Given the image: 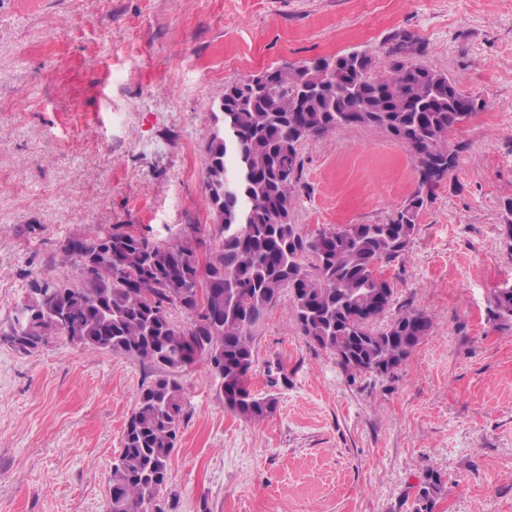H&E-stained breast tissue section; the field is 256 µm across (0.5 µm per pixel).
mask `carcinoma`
<instances>
[{"mask_svg": "<svg viewBox=\"0 0 512 512\" xmlns=\"http://www.w3.org/2000/svg\"><path fill=\"white\" fill-rule=\"evenodd\" d=\"M414 39L396 36L385 48L389 70L371 73L372 56L350 50L337 68L311 76L295 66L266 71L271 90L250 81L217 89L209 112L205 197L220 243L202 276L193 268L199 242L183 234L158 241L114 228L63 245L75 279L35 277L0 325L9 348L32 355L49 344L56 316L80 333L90 354L116 353L151 370L141 385L112 464L107 512H163L159 504L170 457L185 424L183 373L205 362L217 369L224 407L259 421L272 397L248 387L259 325L288 290L301 335L329 352L350 374L391 373L431 334L432 319L401 307L387 328L370 323L393 307L389 264L409 248L425 200L457 165L448 132L465 123L471 96L458 81L414 60ZM373 126L406 144L420 174L419 189L396 218L383 224L320 227L292 223L299 147L311 137ZM189 322L180 325L171 310ZM490 319L512 326V292H496ZM439 484L419 485L414 512H431Z\"/></svg>", "mask_w": 512, "mask_h": 512, "instance_id": "1", "label": "carcinoma"}]
</instances>
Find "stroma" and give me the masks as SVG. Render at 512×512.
I'll return each instance as SVG.
<instances>
[{
    "label": "stroma",
    "instance_id": "obj_1",
    "mask_svg": "<svg viewBox=\"0 0 512 512\" xmlns=\"http://www.w3.org/2000/svg\"><path fill=\"white\" fill-rule=\"evenodd\" d=\"M413 35L418 62L460 78L475 114L448 133L457 167L385 270L397 304L433 320L392 374L350 377L307 342L288 297L260 326L249 387L259 422L225 408L205 363L181 381L188 415L165 512H512V329L488 317L512 282V0H0V322L32 274L70 278L62 246L118 226L219 240L205 204L215 90L243 77ZM292 220L381 224L419 175L374 128L305 140ZM148 370L53 340L0 345V512H105L112 463Z\"/></svg>",
    "mask_w": 512,
    "mask_h": 512
}]
</instances>
